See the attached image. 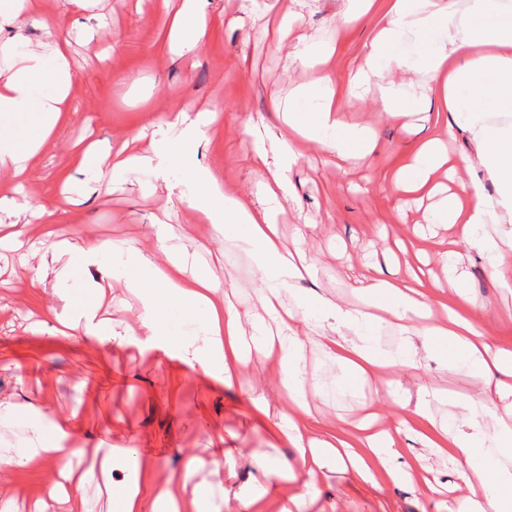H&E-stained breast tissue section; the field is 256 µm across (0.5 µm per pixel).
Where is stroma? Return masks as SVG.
<instances>
[{
  "label": "stroma",
  "mask_w": 512,
  "mask_h": 512,
  "mask_svg": "<svg viewBox=\"0 0 512 512\" xmlns=\"http://www.w3.org/2000/svg\"><path fill=\"white\" fill-rule=\"evenodd\" d=\"M54 29L27 26L30 48L60 37L70 43L76 73L71 91L73 110L64 125L30 160L28 178L15 182L0 168V448L28 447L43 434L68 448H94L76 472L107 470V480L87 484L84 496L93 512H107L108 493L133 478L121 455L129 448L156 462V479L231 449L224 467L198 470L197 479L224 487V512H237L240 493L259 480L254 455L271 458L291 450L266 430L287 412L272 361L252 360L232 383L206 376L175 350L128 336L142 312L138 295L109 273L121 258L113 246L134 248L158 262L159 227L164 214L174 244L193 255L213 274L240 313L254 312L260 277L254 251L227 240L200 223L188 200L192 186L181 162L165 176L153 170L127 173L112 185L108 159L126 138L152 135L157 119L186 107L214 110L218 119L195 146L192 161L209 168L226 191L248 206L261 207L265 168L252 160L248 120H263L274 134L286 132L282 113L269 109L273 97L287 98L304 75L288 59V44L269 32L279 0H210L206 39L187 59L154 51L163 24L154 0H97L94 7L72 14L65 0H41ZM348 0H307L301 35L310 41L339 45L342 59L332 71L346 81L349 70L371 36V24L338 30L336 20ZM109 58L99 63L96 55ZM346 121L365 120L379 130V147L368 158L340 160L321 149L302 151L287 172L288 191L274 214L281 240L293 247L297 227H304L306 246L315 257L310 277L291 283V294L317 302L361 304L360 289L375 270L390 274L421 269L424 288L434 299L448 300V279L434 255L452 251L460 257L470 307L479 314L486 335L512 350V275L492 281L484 254L469 247L454 230L423 221V208L406 200L395 213L387 194L391 176L408 160L409 149L437 138L453 152L471 150L467 131L449 137L444 123L422 116L407 127L387 121L374 101L345 113ZM95 142L101 167L77 169L71 160L77 142ZM71 201L54 224L30 220L20 204L53 205L61 190ZM422 226L411 234L404 259H396L394 241L403 228ZM67 241L69 248L88 241L110 243L92 265L69 266L65 276L48 271L35 278L23 255L30 248L50 250ZM104 289L100 315L103 336H66L74 303L89 289ZM123 342H115V335ZM306 366L324 395H310L312 432L329 435L332 427L349 428L375 407V386L348 391L336 387L340 369L317 343H308ZM437 388L475 396L480 383L462 370L449 369L439 351L418 346L415 367L402 368L396 397L404 413L414 409L422 389ZM410 467L409 483L378 490L354 482L339 466L318 473L316 493L306 512H448L461 483L449 456L424 447L415 437L396 440ZM63 478L58 466L34 459L23 468L0 466V506L8 512H75V504L58 494Z\"/></svg>",
  "instance_id": "35a3bbf8"
}]
</instances>
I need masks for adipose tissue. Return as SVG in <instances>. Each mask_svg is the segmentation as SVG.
<instances>
[{
	"mask_svg": "<svg viewBox=\"0 0 512 512\" xmlns=\"http://www.w3.org/2000/svg\"><path fill=\"white\" fill-rule=\"evenodd\" d=\"M169 2L154 3L157 15L168 20V40L159 50L192 52L206 35L208 0H183L174 15ZM369 19L374 34L343 83L321 64L329 48L302 36L289 42L288 58L304 70L305 79L288 98L270 102L271 111L287 113V136L272 137L270 146L253 151V162L269 173L265 207H248L225 192L210 170L191 171L203 185L192 203L198 219L222 234L241 233L258 248V311L244 317L232 304L217 303L209 276L185 277L178 261L157 264L132 255L128 262L137 274L127 286L143 303L138 333L147 342L174 347L204 374L219 373L228 382L252 359L276 361L289 411L273 431L294 453L274 461L255 456L254 465L266 480L240 497L238 512H265L269 506L274 512H305L317 472L330 461L373 487L402 485L409 473L399 462L403 451L396 438L416 423L423 427L424 445L446 451L470 489L458 500L456 512H512V403L504 400L512 393V352L493 347L469 308L460 303L448 309L445 319L433 320L415 275L372 278L362 290V311L332 301L316 306L304 299L291 309L281 301L285 281L312 269L307 260H296L281 247L273 222L279 196L286 191L287 165L297 148L308 144L341 159L372 155L378 147L375 127L341 118L368 97L388 121L404 126L415 113L444 112L449 130L469 131L474 153L452 157L441 141H425L393 176L390 190L430 198L425 223L453 227L461 240L489 257L493 278L507 275L498 243L484 227L512 223V0H349L339 23L356 27ZM74 80L69 43L63 38L29 50L17 64L0 67V166L12 165L18 175L26 171L39 146L65 122ZM21 118L24 133L11 134ZM212 119L203 110L193 118L181 111L158 121L151 151L117 159L114 173L150 165L165 171L173 159L188 157ZM273 152L278 155L274 161L269 158ZM463 169L469 180L459 179ZM441 171L447 183L438 182ZM488 180L495 188L491 195L484 186ZM174 312L185 318L190 332L172 334L169 316ZM330 318L336 321L335 331L324 332L322 346L341 369L339 388L355 389L377 375L385 391L397 367L414 364L413 347L392 354L373 340L377 326L403 322L414 324L415 335L425 344L448 349L452 365L485 385L478 396H455L458 419L442 426L431 414L432 401L440 397L434 391L421 394L412 417L382 421L371 414L352 431L327 439L309 436L305 351L313 330ZM126 460L135 482L115 490L116 512H221L223 486L196 480L194 469L170 475L159 486L151 458L130 454ZM281 479L301 481V491L283 495L277 485Z\"/></svg>",
	"mask_w": 512,
	"mask_h": 512,
	"instance_id": "adipose-tissue-1",
	"label": "adipose tissue"
}]
</instances>
